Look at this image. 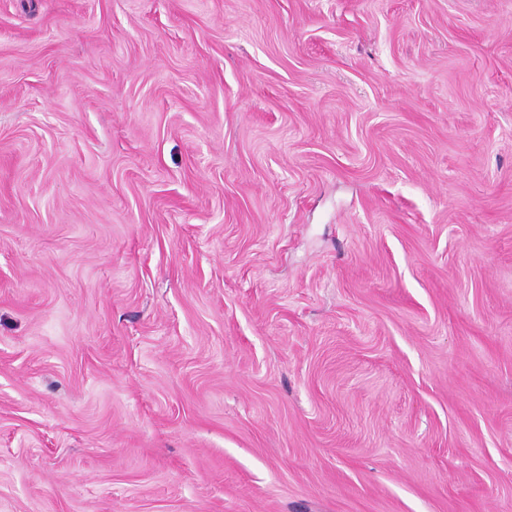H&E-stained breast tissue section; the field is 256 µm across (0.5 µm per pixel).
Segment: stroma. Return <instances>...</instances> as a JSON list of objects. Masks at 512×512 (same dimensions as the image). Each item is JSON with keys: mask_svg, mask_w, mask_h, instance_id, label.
<instances>
[{"mask_svg": "<svg viewBox=\"0 0 512 512\" xmlns=\"http://www.w3.org/2000/svg\"><path fill=\"white\" fill-rule=\"evenodd\" d=\"M0 512H512V0H0Z\"/></svg>", "mask_w": 512, "mask_h": 512, "instance_id": "35a3bbf8", "label": "stroma"}]
</instances>
